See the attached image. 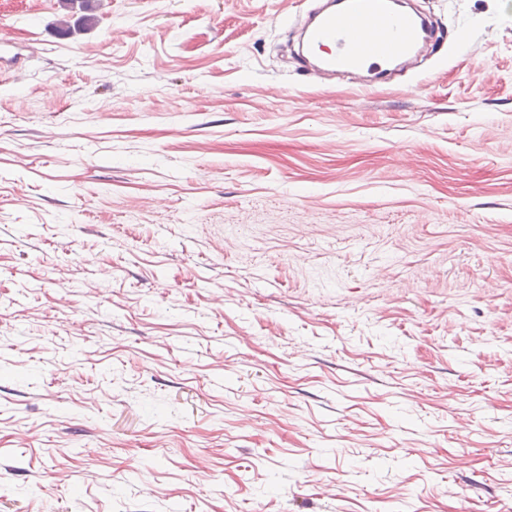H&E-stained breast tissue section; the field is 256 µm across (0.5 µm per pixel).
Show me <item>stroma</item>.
<instances>
[{
	"instance_id": "obj_1",
	"label": "stroma",
	"mask_w": 512,
	"mask_h": 512,
	"mask_svg": "<svg viewBox=\"0 0 512 512\" xmlns=\"http://www.w3.org/2000/svg\"><path fill=\"white\" fill-rule=\"evenodd\" d=\"M379 87L296 0H0V512H512V8Z\"/></svg>"
}]
</instances>
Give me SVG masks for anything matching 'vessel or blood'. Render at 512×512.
I'll use <instances>...</instances> for the list:
<instances>
[{
  "label": "vessel or blood",
  "mask_w": 512,
  "mask_h": 512,
  "mask_svg": "<svg viewBox=\"0 0 512 512\" xmlns=\"http://www.w3.org/2000/svg\"><path fill=\"white\" fill-rule=\"evenodd\" d=\"M395 2L336 0L311 12L301 28L303 57L334 74L364 73L367 87L384 83L434 36L419 15L396 9Z\"/></svg>",
  "instance_id": "vessel-or-blood-1"
}]
</instances>
